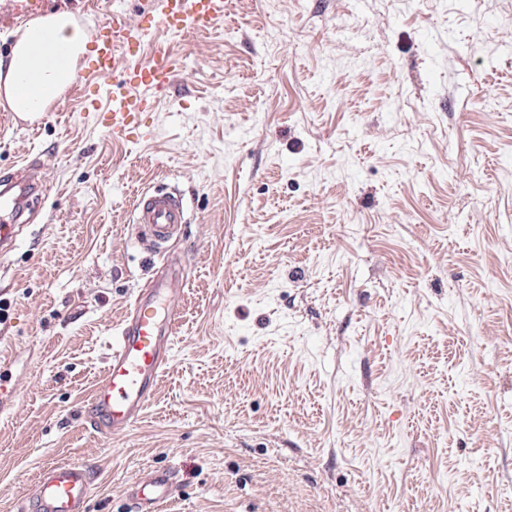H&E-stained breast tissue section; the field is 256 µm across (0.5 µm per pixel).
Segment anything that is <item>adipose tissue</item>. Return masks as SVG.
<instances>
[{
  "mask_svg": "<svg viewBox=\"0 0 512 512\" xmlns=\"http://www.w3.org/2000/svg\"><path fill=\"white\" fill-rule=\"evenodd\" d=\"M8 58H0V93L15 112L37 111L71 83L87 34L65 13L29 22L15 33Z\"/></svg>",
  "mask_w": 512,
  "mask_h": 512,
  "instance_id": "1",
  "label": "adipose tissue"
}]
</instances>
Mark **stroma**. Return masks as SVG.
<instances>
[{"instance_id": "obj_1", "label": "stroma", "mask_w": 512, "mask_h": 512, "mask_svg": "<svg viewBox=\"0 0 512 512\" xmlns=\"http://www.w3.org/2000/svg\"><path fill=\"white\" fill-rule=\"evenodd\" d=\"M91 36L98 0H43ZM113 144L82 89L0 130L43 184L0 256V512L44 467L90 512L171 468L161 512H512V0H231ZM175 186L184 310L128 431L79 415L112 328L167 260L129 240Z\"/></svg>"}]
</instances>
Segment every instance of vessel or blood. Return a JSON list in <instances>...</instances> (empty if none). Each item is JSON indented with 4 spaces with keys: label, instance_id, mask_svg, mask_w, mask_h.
I'll return each instance as SVG.
<instances>
[{
    "label": "vessel or blood",
    "instance_id": "obj_1",
    "mask_svg": "<svg viewBox=\"0 0 512 512\" xmlns=\"http://www.w3.org/2000/svg\"><path fill=\"white\" fill-rule=\"evenodd\" d=\"M149 20L134 24L113 20L98 41L94 60L78 75L82 88L106 96L103 114L113 141H126L137 117L150 109L157 91L170 85L175 65L166 49L157 46V25L176 35L209 29L222 22L229 0H152ZM153 47V57L141 63L132 49ZM137 240H150L166 251L185 224L184 209L172 193L145 191L134 203ZM183 269L170 262L164 276L138 288L121 322L112 330L108 363L86 400V423L102 436L129 430L152 399L160 375L170 360L173 337L182 318L175 284ZM95 485L92 469L84 462L55 463L44 468L33 488L17 505V512H88ZM176 492L171 470L154 468L133 479L125 495L132 512H158Z\"/></svg>",
    "mask_w": 512,
    "mask_h": 512
}]
</instances>
